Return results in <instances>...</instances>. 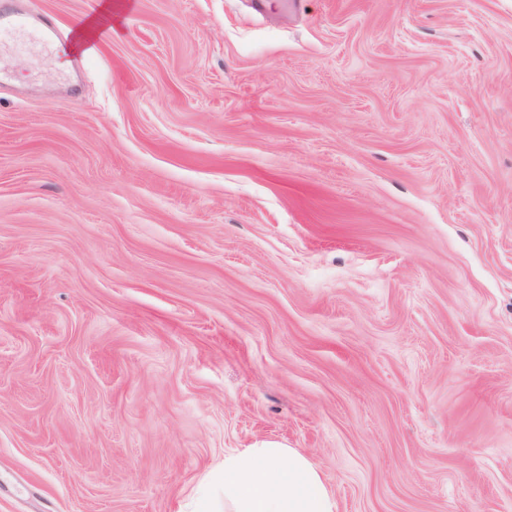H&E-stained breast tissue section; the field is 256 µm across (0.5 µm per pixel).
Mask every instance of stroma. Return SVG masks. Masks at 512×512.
<instances>
[{
	"label": "stroma",
	"mask_w": 512,
	"mask_h": 512,
	"mask_svg": "<svg viewBox=\"0 0 512 512\" xmlns=\"http://www.w3.org/2000/svg\"><path fill=\"white\" fill-rule=\"evenodd\" d=\"M67 33L100 0H21ZM0 52V512H512V0H117ZM224 512H335L318 467L302 452L266 443L224 454Z\"/></svg>",
	"instance_id": "stroma-1"
}]
</instances>
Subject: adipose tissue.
Here are the masks:
<instances>
[{
	"label": "adipose tissue",
	"mask_w": 512,
	"mask_h": 512,
	"mask_svg": "<svg viewBox=\"0 0 512 512\" xmlns=\"http://www.w3.org/2000/svg\"><path fill=\"white\" fill-rule=\"evenodd\" d=\"M223 496L224 512H336L318 467L275 443L225 454Z\"/></svg>",
	"instance_id": "ef3b65f1"
}]
</instances>
